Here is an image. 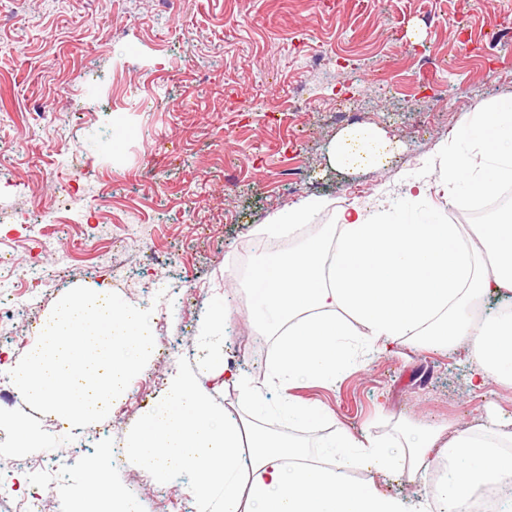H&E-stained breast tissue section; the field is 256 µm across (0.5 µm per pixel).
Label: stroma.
Returning <instances> with one entry per match:
<instances>
[{"label":"stroma","instance_id":"stroma-1","mask_svg":"<svg viewBox=\"0 0 512 512\" xmlns=\"http://www.w3.org/2000/svg\"><path fill=\"white\" fill-rule=\"evenodd\" d=\"M510 94L512 0H0V243L22 273L0 284V430L21 425L30 435L28 446L0 450V512L30 494L45 512H74L101 476L139 512H220L223 488L189 495L194 471L161 479L133 448L168 380L205 372L201 327L218 295L230 372L208 381L212 403L290 436L310 457L341 434L394 445L413 430L449 438L512 420L511 386L473 389L463 349L418 341L356 360L336 383L298 382L291 396L326 419L315 430L289 424L272 373L277 338L247 290L263 256L258 227L306 198L326 206L289 234L292 251L314 239L333 246L337 214L350 205L462 223L467 211L440 178L441 147L477 104ZM353 125L376 126L398 145L388 168L330 166L332 140ZM63 171L76 207L108 221L110 237L137 219L151 259L115 253L119 280L96 263L108 239L85 242L87 225L56 209ZM417 179L429 189L407 199ZM19 211L56 221L12 223ZM31 277L42 284L29 299ZM93 284L152 308L156 350L116 402L122 418L60 428L8 373L32 326L68 290ZM244 382L266 399L261 419ZM429 457L422 480L367 462L347 478L410 507L448 474L439 449ZM41 462L49 472H35Z\"/></svg>","mask_w":512,"mask_h":512}]
</instances>
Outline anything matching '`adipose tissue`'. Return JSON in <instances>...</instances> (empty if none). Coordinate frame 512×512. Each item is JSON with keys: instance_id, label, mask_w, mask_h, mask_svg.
I'll return each mask as SVG.
<instances>
[{"instance_id": "1", "label": "adipose tissue", "mask_w": 512, "mask_h": 512, "mask_svg": "<svg viewBox=\"0 0 512 512\" xmlns=\"http://www.w3.org/2000/svg\"><path fill=\"white\" fill-rule=\"evenodd\" d=\"M458 152L446 155L442 181L465 185L456 203L512 181V95L482 103L457 130ZM480 148L473 170L468 149ZM397 151L370 125L337 133L329 163L341 170H379ZM333 251L312 242L288 255H266L252 270L249 288L279 333L273 372L279 383L309 378L335 382L352 360L343 338V314L364 326L368 350L425 337L466 347L475 365L473 387L494 377L512 385V304L481 318L473 305L492 293H512V217L476 224L463 233L456 224L343 210ZM135 448L169 475L197 474L190 494L212 484L224 487L221 512H405L400 500L373 487L349 484L346 470L360 460L396 467L423 478L427 451L441 449L453 469L438 484L437 497L463 499L494 482L512 488V422L478 424L444 439L426 431L406 437L396 454L383 443L340 436L332 451L308 458L303 446L262 429L244 434L236 418L214 406L197 377L174 378L164 409L152 412L136 432Z\"/></svg>"}]
</instances>
